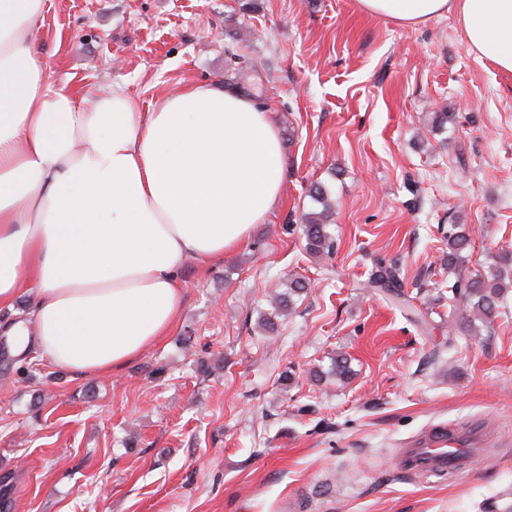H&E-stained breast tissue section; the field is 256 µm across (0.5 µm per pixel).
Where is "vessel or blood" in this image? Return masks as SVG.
Here are the masks:
<instances>
[{
	"instance_id": "1",
	"label": "vessel or blood",
	"mask_w": 512,
	"mask_h": 512,
	"mask_svg": "<svg viewBox=\"0 0 512 512\" xmlns=\"http://www.w3.org/2000/svg\"><path fill=\"white\" fill-rule=\"evenodd\" d=\"M488 445L485 426L437 423L408 442L398 457V464L405 472L422 477L460 475L471 468L472 449Z\"/></svg>"
}]
</instances>
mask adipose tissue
<instances>
[{"instance_id":"adipose-tissue-1","label":"adipose tissue","mask_w":512,"mask_h":512,"mask_svg":"<svg viewBox=\"0 0 512 512\" xmlns=\"http://www.w3.org/2000/svg\"><path fill=\"white\" fill-rule=\"evenodd\" d=\"M416 27L449 14L468 51L512 72V0H357ZM45 0H0V306L7 328L77 376L125 368L171 329L189 260L241 246L281 202L286 159L267 108L216 84L78 98L38 48ZM33 308L32 297L21 296L12 307H0V322L1 325L13 324L19 319L29 317Z\"/></svg>"}]
</instances>
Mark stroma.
<instances>
[{
  "mask_svg": "<svg viewBox=\"0 0 512 512\" xmlns=\"http://www.w3.org/2000/svg\"><path fill=\"white\" fill-rule=\"evenodd\" d=\"M39 29L51 81L86 95L118 85L144 112L189 83L254 98L287 171L240 249L185 262L170 332L121 371L77 378L0 334L13 512H479L512 492V312L482 341L448 334L450 226L473 231L467 272L512 250V73L470 53L455 16L406 28L356 0H46ZM316 184L334 203L324 256L301 226ZM389 265L409 308L368 285ZM292 278L305 291L274 313ZM442 421L495 445L459 478L401 470L400 449Z\"/></svg>",
  "mask_w": 512,
  "mask_h": 512,
  "instance_id": "1",
  "label": "stroma"
}]
</instances>
